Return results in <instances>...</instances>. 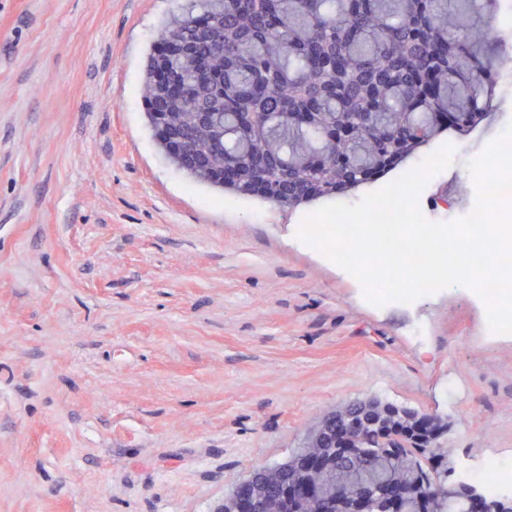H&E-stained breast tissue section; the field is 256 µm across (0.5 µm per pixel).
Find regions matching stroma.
I'll return each mask as SVG.
<instances>
[{
    "mask_svg": "<svg viewBox=\"0 0 512 512\" xmlns=\"http://www.w3.org/2000/svg\"><path fill=\"white\" fill-rule=\"evenodd\" d=\"M183 0H0V512H214L322 416L435 413L449 468L512 459V334L451 287L368 303L293 210L193 184L145 126V56ZM419 196L468 215L465 164Z\"/></svg>",
    "mask_w": 512,
    "mask_h": 512,
    "instance_id": "35a3bbf8",
    "label": "stroma"
}]
</instances>
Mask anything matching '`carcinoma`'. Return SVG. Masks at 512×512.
<instances>
[{"label":"carcinoma","instance_id":"obj_1","mask_svg":"<svg viewBox=\"0 0 512 512\" xmlns=\"http://www.w3.org/2000/svg\"><path fill=\"white\" fill-rule=\"evenodd\" d=\"M500 0H185L148 53L143 111L161 153L194 182L292 209L352 190L413 155L455 118L485 117L505 52ZM366 418L363 445L288 501L296 458L257 471L253 512H326L336 476L420 487L439 461Z\"/></svg>","mask_w":512,"mask_h":512}]
</instances>
